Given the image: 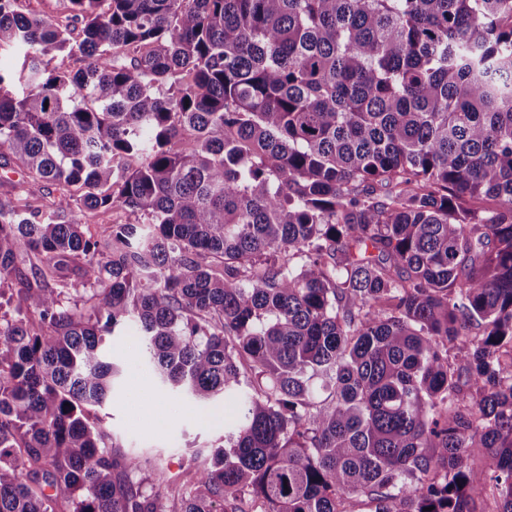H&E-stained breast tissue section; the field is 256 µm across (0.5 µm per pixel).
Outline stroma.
Instances as JSON below:
<instances>
[{
    "label": "stroma",
    "mask_w": 512,
    "mask_h": 512,
    "mask_svg": "<svg viewBox=\"0 0 512 512\" xmlns=\"http://www.w3.org/2000/svg\"><path fill=\"white\" fill-rule=\"evenodd\" d=\"M105 348L120 370L119 392L96 414L125 451L174 472L192 453L223 443L222 426L185 401L159 395L151 368L126 335L108 336Z\"/></svg>",
    "instance_id": "35a3bbf8"
}]
</instances>
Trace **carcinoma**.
<instances>
[{
	"label": "carcinoma",
	"instance_id": "obj_1",
	"mask_svg": "<svg viewBox=\"0 0 512 512\" xmlns=\"http://www.w3.org/2000/svg\"><path fill=\"white\" fill-rule=\"evenodd\" d=\"M16 3L0 512H512V0ZM130 323L224 421L173 481L91 415ZM20 8L51 19H63L68 14L67 0H20ZM140 214H133L125 211H114L112 217L108 215H96L86 220L88 234L97 237L108 230L111 224H135L141 221Z\"/></svg>",
	"mask_w": 512,
	"mask_h": 512
}]
</instances>
